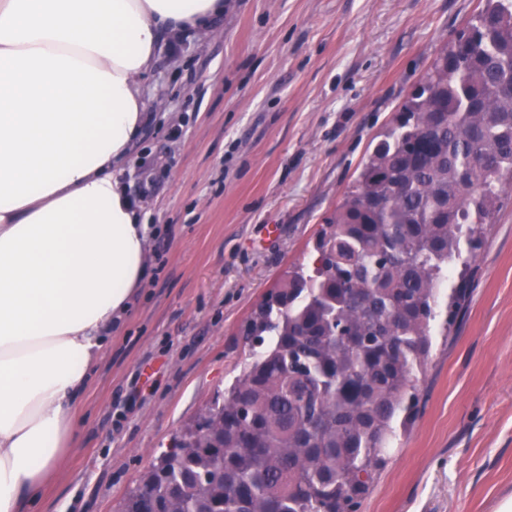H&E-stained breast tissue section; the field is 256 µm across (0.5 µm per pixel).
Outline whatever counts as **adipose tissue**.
Segmentation results:
<instances>
[{
	"mask_svg": "<svg viewBox=\"0 0 512 512\" xmlns=\"http://www.w3.org/2000/svg\"><path fill=\"white\" fill-rule=\"evenodd\" d=\"M224 0H0V512L75 445L72 402L147 275L150 226L113 168L142 130L162 35Z\"/></svg>",
	"mask_w": 512,
	"mask_h": 512,
	"instance_id": "obj_1",
	"label": "adipose tissue"
}]
</instances>
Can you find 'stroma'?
I'll return each instance as SVG.
<instances>
[{
	"instance_id": "1",
	"label": "stroma",
	"mask_w": 512,
	"mask_h": 512,
	"mask_svg": "<svg viewBox=\"0 0 512 512\" xmlns=\"http://www.w3.org/2000/svg\"><path fill=\"white\" fill-rule=\"evenodd\" d=\"M482 0H225L162 37L119 179L152 226L149 274L74 401L77 444L39 512H118L248 356L239 328L315 239L435 53ZM435 336L416 419L358 512L512 502V199Z\"/></svg>"
}]
</instances>
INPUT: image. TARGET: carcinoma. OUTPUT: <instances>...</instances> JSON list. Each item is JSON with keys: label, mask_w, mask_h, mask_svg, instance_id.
I'll list each match as a JSON object with an SVG mask.
<instances>
[{"label": "carcinoma", "mask_w": 512, "mask_h": 512, "mask_svg": "<svg viewBox=\"0 0 512 512\" xmlns=\"http://www.w3.org/2000/svg\"><path fill=\"white\" fill-rule=\"evenodd\" d=\"M507 185L512 0H486L376 137L313 265L251 313L241 373L120 512H355L416 418Z\"/></svg>", "instance_id": "1"}]
</instances>
